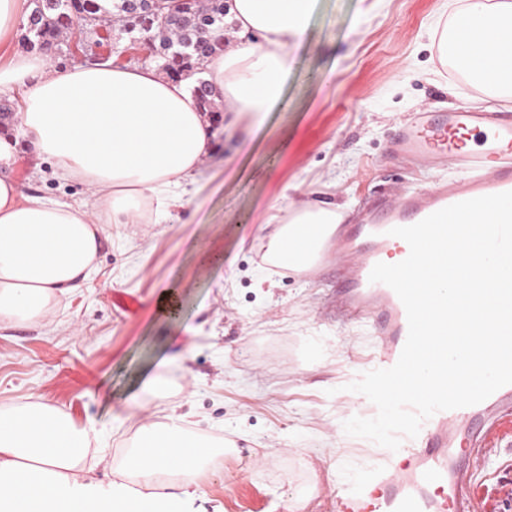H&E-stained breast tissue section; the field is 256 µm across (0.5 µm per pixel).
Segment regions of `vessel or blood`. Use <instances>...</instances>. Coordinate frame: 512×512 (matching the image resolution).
<instances>
[{"mask_svg": "<svg viewBox=\"0 0 512 512\" xmlns=\"http://www.w3.org/2000/svg\"><path fill=\"white\" fill-rule=\"evenodd\" d=\"M395 146L421 164L454 167L464 175L386 200L382 221H374L371 211H362L352 223L336 228L322 246L324 263L344 251L354 256L341 296L355 313L372 322L379 338L380 369L396 364L408 335L406 310L397 294L369 280L377 263L409 254L408 244L392 236V228L414 225L458 202L512 191V164L504 161L512 153V113L463 108L439 115L420 112L399 122ZM364 235L372 237L371 249L358 246ZM475 412L468 406L435 413L417 437L400 446L403 465L360 479L356 490L342 499L341 512H430L432 502L425 495L429 489L446 493L450 512H481L477 497L463 495L462 489L467 469L479 467L482 459L474 449L454 446L459 427Z\"/></svg>", "mask_w": 512, "mask_h": 512, "instance_id": "b4317fda", "label": "vessel or blood"}]
</instances>
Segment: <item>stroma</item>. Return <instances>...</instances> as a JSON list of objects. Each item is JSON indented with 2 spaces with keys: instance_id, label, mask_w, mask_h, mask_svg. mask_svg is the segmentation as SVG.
Segmentation results:
<instances>
[{
  "instance_id": "1",
  "label": "stroma",
  "mask_w": 512,
  "mask_h": 512,
  "mask_svg": "<svg viewBox=\"0 0 512 512\" xmlns=\"http://www.w3.org/2000/svg\"><path fill=\"white\" fill-rule=\"evenodd\" d=\"M369 2L314 0L282 106L256 132L219 131L191 201L166 223L111 227L93 278L49 321L0 330V407L33 395L105 423L102 486L118 481L138 441L133 396L160 419L190 413L195 432L224 449L199 473L189 512H340L342 489L386 465V448L343 428L377 413L347 389L372 370L377 338L339 308L341 263L309 278L279 268L269 294L255 287L273 206L336 201L353 213L451 178L391 153L398 122L492 102L424 37L437 0H385L372 13ZM15 175L30 193L87 195L25 155ZM207 252L223 263L204 267ZM169 282L181 305L171 320L156 306ZM153 373L164 396L142 386ZM465 433L487 447L473 491L487 512H512V416L480 412Z\"/></svg>"
}]
</instances>
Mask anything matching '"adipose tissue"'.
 Listing matches in <instances>:
<instances>
[{
	"label": "adipose tissue",
	"mask_w": 512,
	"mask_h": 512,
	"mask_svg": "<svg viewBox=\"0 0 512 512\" xmlns=\"http://www.w3.org/2000/svg\"><path fill=\"white\" fill-rule=\"evenodd\" d=\"M226 43L202 78L211 98L261 124L282 102L290 52L302 43L312 0H228ZM473 17L478 35L451 41V26ZM440 57L454 56L486 92L512 100V0H440L431 25ZM16 101L14 131L0 135V328L24 327L49 304L90 281L106 237L118 224H160L182 198L212 147L211 123L191 85L135 64L60 70L37 52L0 59V97ZM49 162L51 175L83 184L90 196L61 201L24 192L13 171L20 154ZM271 216L272 266L305 269L344 220L343 204L289 203ZM120 483L96 501L90 449L94 421L28 397L0 408V512H184L214 445L180 418L141 421Z\"/></svg>",
	"instance_id": "adipose-tissue-1"
}]
</instances>
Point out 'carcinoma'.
I'll list each match as a JSON object with an SVG mask.
<instances>
[{
  "label": "carcinoma",
  "instance_id": "carcinoma-1",
  "mask_svg": "<svg viewBox=\"0 0 512 512\" xmlns=\"http://www.w3.org/2000/svg\"><path fill=\"white\" fill-rule=\"evenodd\" d=\"M22 25V41L30 48L58 46L63 29L82 28L92 21H110L131 35L153 40L154 55L176 78L191 63L201 64L221 49L213 36L224 30L226 0H31Z\"/></svg>",
  "mask_w": 512,
  "mask_h": 512
}]
</instances>
